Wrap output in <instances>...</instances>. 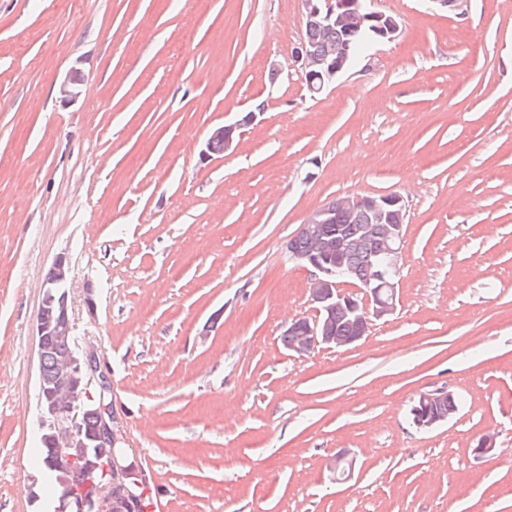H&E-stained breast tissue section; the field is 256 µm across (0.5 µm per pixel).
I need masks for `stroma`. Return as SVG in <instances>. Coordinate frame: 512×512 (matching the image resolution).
Segmentation results:
<instances>
[{"instance_id": "35a3bbf8", "label": "stroma", "mask_w": 512, "mask_h": 512, "mask_svg": "<svg viewBox=\"0 0 512 512\" xmlns=\"http://www.w3.org/2000/svg\"><path fill=\"white\" fill-rule=\"evenodd\" d=\"M372 7L398 37L314 95L290 65L301 0H0V512L59 498L35 318L60 256L73 349L98 351L149 512H512V0ZM388 194L395 313L287 351L313 314L289 239L334 198ZM442 387L456 413L416 428ZM255 118V112H248L236 125H222L214 128L206 140V150L204 151V154H211L216 142H220L224 146V151L233 148L236 142L235 132L237 129L240 126L252 123ZM447 388H440L433 391L423 392L419 394L415 401L417 406L414 408V424L419 428H433L448 421V419L458 409V401L455 395ZM448 400L442 408L448 414L440 412L436 409L437 405Z\"/></svg>"}]
</instances>
